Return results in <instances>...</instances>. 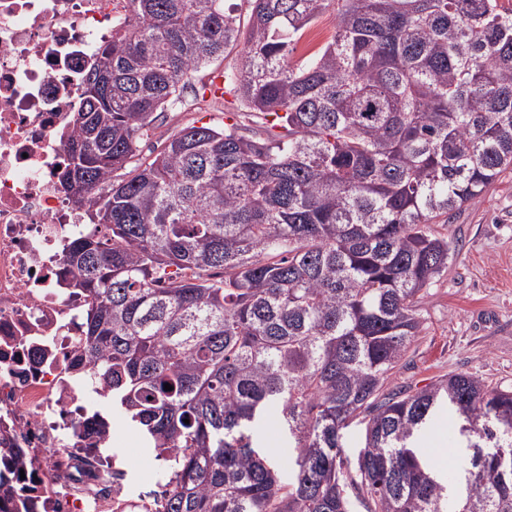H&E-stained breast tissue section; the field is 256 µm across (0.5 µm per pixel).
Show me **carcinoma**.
<instances>
[{"instance_id":"obj_1","label":"carcinoma","mask_w":512,"mask_h":512,"mask_svg":"<svg viewBox=\"0 0 512 512\" xmlns=\"http://www.w3.org/2000/svg\"><path fill=\"white\" fill-rule=\"evenodd\" d=\"M245 2L243 26L227 0H130L91 60L59 183L85 184L92 227L67 265L95 383L169 462L167 512H512V470L470 452L512 454V388H390L455 251L438 226L512 171V10ZM326 11L332 39L293 60ZM237 47L222 87L198 77ZM226 94L262 116L250 134L193 121L139 158L159 115ZM273 411L286 478L256 446ZM445 416L454 478L419 444Z\"/></svg>"}]
</instances>
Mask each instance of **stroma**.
Segmentation results:
<instances>
[{
	"label": "stroma",
	"mask_w": 512,
	"mask_h": 512,
	"mask_svg": "<svg viewBox=\"0 0 512 512\" xmlns=\"http://www.w3.org/2000/svg\"><path fill=\"white\" fill-rule=\"evenodd\" d=\"M456 250L421 304L424 331L392 377L419 389L451 372L512 387V172L456 210Z\"/></svg>",
	"instance_id": "1"
}]
</instances>
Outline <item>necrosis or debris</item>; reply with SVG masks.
<instances>
[{"label": "necrosis or debris", "mask_w": 512, "mask_h": 512, "mask_svg": "<svg viewBox=\"0 0 512 512\" xmlns=\"http://www.w3.org/2000/svg\"><path fill=\"white\" fill-rule=\"evenodd\" d=\"M128 0H0V512H164L93 408L87 299L65 287L85 235L59 188L85 66Z\"/></svg>", "instance_id": "4bbe7bcc"}]
</instances>
